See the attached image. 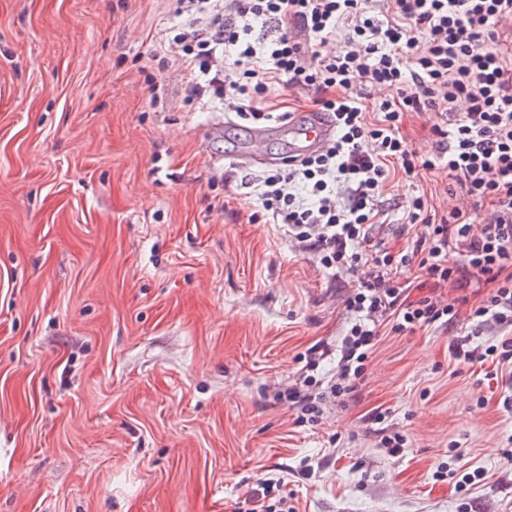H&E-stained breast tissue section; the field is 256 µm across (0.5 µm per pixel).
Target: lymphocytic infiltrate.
I'll return each mask as SVG.
<instances>
[{"mask_svg":"<svg viewBox=\"0 0 512 512\" xmlns=\"http://www.w3.org/2000/svg\"><path fill=\"white\" fill-rule=\"evenodd\" d=\"M188 29L168 42L182 75L185 101H227L253 123L273 120L265 105L271 86L316 90L319 111L336 134L321 152L263 179L262 205L269 224L286 227L323 267L366 266L346 300L353 319L336 351L332 395L347 394L364 378L384 327L401 333L422 327L454 328L461 307L477 327L495 329L497 344L478 349L469 336L452 345L457 364L492 362L512 370V0H383L381 15L363 0H179ZM265 26L262 40L248 39L252 21ZM348 24L336 53L326 46L339 24ZM233 47L234 59L224 50ZM393 90L369 121L358 85ZM436 112L452 118L433 125L436 154L420 155L399 131L404 115ZM406 176L440 170L468 196L487 204L481 228L469 212L429 213L415 197L409 225L417 235L395 251L376 240L383 211L379 196L390 165ZM302 184L314 196L305 204L288 189ZM462 260L448 263L449 251ZM418 265L427 282L451 283L460 294L441 301L408 300L407 282L393 269ZM486 282L487 293L470 304L468 282ZM319 352L307 358L300 386L284 400L299 421L314 422L321 408L313 394Z\"/></svg>","mask_w":512,"mask_h":512,"instance_id":"f902f5d3","label":"lymphocytic infiltrate"}]
</instances>
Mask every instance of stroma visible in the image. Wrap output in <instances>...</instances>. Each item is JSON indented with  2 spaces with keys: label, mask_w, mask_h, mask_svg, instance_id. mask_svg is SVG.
<instances>
[{
  "label": "stroma",
  "mask_w": 512,
  "mask_h": 512,
  "mask_svg": "<svg viewBox=\"0 0 512 512\" xmlns=\"http://www.w3.org/2000/svg\"><path fill=\"white\" fill-rule=\"evenodd\" d=\"M176 8L0 0V512H237L265 479L297 512H512V379L456 332H386L318 421L277 401L358 275L260 219L247 121L180 102ZM449 187L391 177L378 237L417 196L482 224Z\"/></svg>",
  "instance_id": "1"
}]
</instances>
